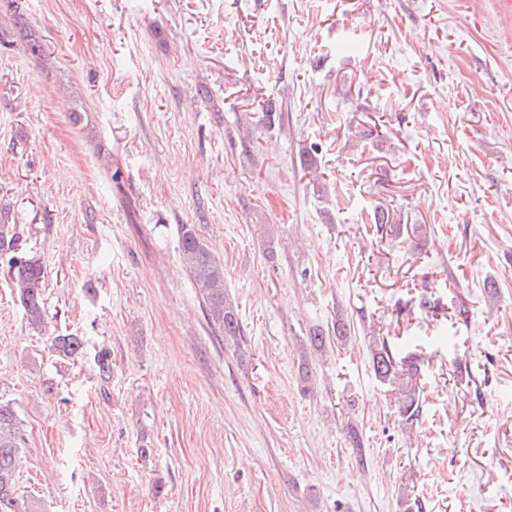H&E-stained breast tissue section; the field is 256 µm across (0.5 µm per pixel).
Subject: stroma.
Here are the masks:
<instances>
[{
    "label": "stroma",
    "mask_w": 512,
    "mask_h": 512,
    "mask_svg": "<svg viewBox=\"0 0 512 512\" xmlns=\"http://www.w3.org/2000/svg\"><path fill=\"white\" fill-rule=\"evenodd\" d=\"M0 210L45 270L40 330L0 262L39 512H512V0H14ZM340 315L350 340L315 351ZM381 332L424 359L410 427ZM179 233L185 269L203 298L209 322L224 341H237L241 336L238 313L224 295L223 264L192 225H180Z\"/></svg>",
    "instance_id": "35a3bbf8"
}]
</instances>
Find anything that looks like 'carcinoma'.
<instances>
[{
	"label": "carcinoma",
	"mask_w": 512,
	"mask_h": 512,
	"mask_svg": "<svg viewBox=\"0 0 512 512\" xmlns=\"http://www.w3.org/2000/svg\"><path fill=\"white\" fill-rule=\"evenodd\" d=\"M180 248L185 269L197 286L207 309L209 322L228 340L240 336L238 313L224 295V266L209 245L190 224L179 225ZM20 240L17 227L0 220V258L5 259L28 324L45 326V303L42 293L43 264L17 251ZM351 336L350 322L339 314L332 331L320 327L309 330L310 345L317 351L344 342ZM56 346L69 356L83 351L78 336H58ZM373 372L380 383L398 391L399 414L408 425L419 420L422 400L417 378L424 361L415 352L401 353L391 345L389 337H372L369 343ZM21 453V434L14 409L0 403V512H32L21 501L17 488V468Z\"/></svg>",
	"instance_id": "carcinoma-1"
}]
</instances>
